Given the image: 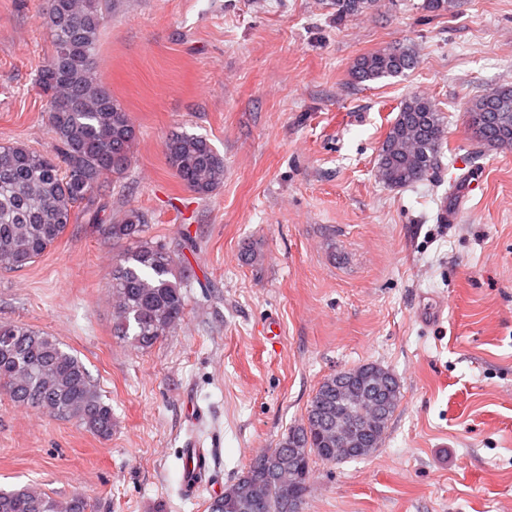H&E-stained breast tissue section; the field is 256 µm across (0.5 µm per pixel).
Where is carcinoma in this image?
Wrapping results in <instances>:
<instances>
[{"instance_id": "cac0c4a2", "label": "carcinoma", "mask_w": 512, "mask_h": 512, "mask_svg": "<svg viewBox=\"0 0 512 512\" xmlns=\"http://www.w3.org/2000/svg\"><path fill=\"white\" fill-rule=\"evenodd\" d=\"M377 2L332 0V5L336 16L348 18ZM112 6V0H48L53 53L35 84L49 105L55 153L0 144V270L35 262L79 220L100 224L104 239L120 247L112 264V333L147 348L184 319L186 288L195 277L184 250L196 244L183 238L152 242L137 211L100 223L102 178H120L128 171L137 140L129 113L97 77L99 38ZM414 65L413 51L397 44L360 57L353 75L360 82L377 80L401 75ZM468 114L476 147L512 146V90L500 87L479 96ZM443 138L444 117L432 102L419 96L405 99L381 146L379 178L395 188L426 180L438 166ZM165 154L182 184L201 198L224 183V157L202 136L174 133L165 142ZM346 374L348 383L342 388L336 387L334 374L323 380L308 401L305 421L226 486L210 503V512H296L309 488L313 459H358L379 448L378 440L358 453L340 447L336 424L366 438L363 417L383 402L374 426L384 432L401 398L400 382L376 363ZM0 391L16 405L73 420L100 438L112 436V406L82 361L45 332L0 321ZM87 508L80 493L57 500L32 484L0 487V512Z\"/></svg>"}]
</instances>
